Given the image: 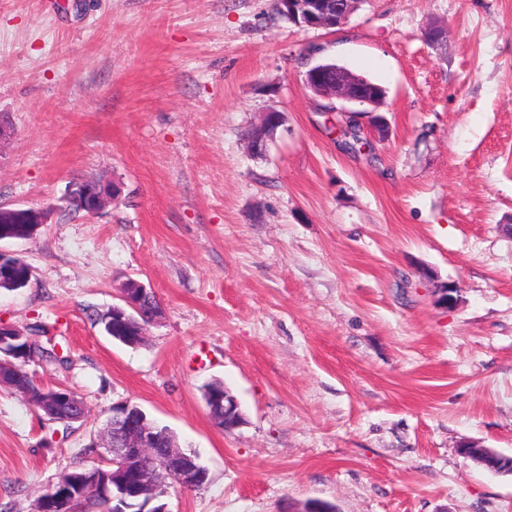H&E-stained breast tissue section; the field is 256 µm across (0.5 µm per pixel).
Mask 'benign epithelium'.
<instances>
[{
  "mask_svg": "<svg viewBox=\"0 0 512 512\" xmlns=\"http://www.w3.org/2000/svg\"><path fill=\"white\" fill-rule=\"evenodd\" d=\"M278 10L300 26L313 29H331L346 24L357 10L360 0H339L336 11L324 8V0H276ZM357 77L343 67L318 64L304 76V85L314 97L325 101L324 114L328 123L335 126L345 149L350 142L370 128L378 140L388 133V120L379 114L385 103V91L376 84ZM281 112H265L260 125L248 137V147L254 155L264 153L268 133L282 126ZM117 187L106 178L84 181V209L87 214L103 212L117 198ZM46 213L34 208H8L0 205V221L5 224H43ZM31 277L28 265L19 257L0 247V282ZM122 304L109 309L111 318L135 327L136 336L143 338L148 326L163 315V307L152 289L143 283L128 279L120 288ZM30 343L26 334L15 326L0 321V357H14L18 348ZM214 423L223 430L241 426L245 417L236 396L229 389L213 394L207 401ZM156 424L151 422L138 407L128 403L112 409V417L104 429V454L102 461L92 466L114 468L112 489L123 502L135 500L139 504L151 503L165 478L176 479L184 489L197 488L206 479V469L197 462L193 453L156 448ZM460 453L479 459L487 470L502 472L497 461L498 452L479 442L470 441L460 446Z\"/></svg>",
  "mask_w": 512,
  "mask_h": 512,
  "instance_id": "benign-epithelium-1",
  "label": "benign epithelium"
}]
</instances>
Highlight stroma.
<instances>
[{"mask_svg":"<svg viewBox=\"0 0 512 512\" xmlns=\"http://www.w3.org/2000/svg\"><path fill=\"white\" fill-rule=\"evenodd\" d=\"M311 46L386 89L371 153L328 130ZM0 116V204L48 213L4 244L32 277L0 320L87 407L66 426L0 386V512L91 463L124 401L207 470L170 512H512V475L459 452L512 456V0H361L335 30L274 0H0ZM99 176L112 206L70 212ZM128 278L164 308L138 346L96 319ZM216 379L239 428L210 417ZM283 113L277 110H269L265 112L260 125L253 128V132L248 138V147L253 155H261L264 153L268 133L282 126L284 120L281 115ZM206 405L210 415H223L221 418L213 420L216 426L222 430H233L241 426L245 421L239 401L225 387L222 393L212 394ZM459 448L462 455L471 459H480L487 470L496 474L512 469V462L509 467L500 469L497 461L503 457L498 455V452L494 449L488 448L479 442L470 441L462 444Z\"/></svg>","mask_w":512,"mask_h":512,"instance_id":"35a3bbf8","label":"stroma"}]
</instances>
